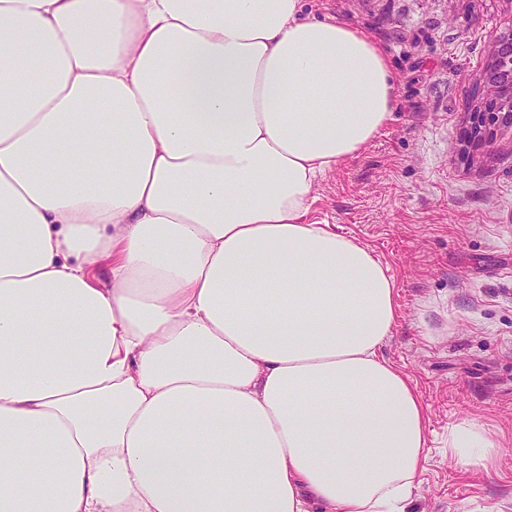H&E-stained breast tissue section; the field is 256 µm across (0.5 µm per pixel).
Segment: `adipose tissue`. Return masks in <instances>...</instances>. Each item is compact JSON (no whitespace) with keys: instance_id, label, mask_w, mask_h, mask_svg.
<instances>
[{"instance_id":"ef3b65f1","label":"adipose tissue","mask_w":512,"mask_h":512,"mask_svg":"<svg viewBox=\"0 0 512 512\" xmlns=\"http://www.w3.org/2000/svg\"><path fill=\"white\" fill-rule=\"evenodd\" d=\"M395 100L304 0H0V512H410L395 283L308 218Z\"/></svg>"}]
</instances>
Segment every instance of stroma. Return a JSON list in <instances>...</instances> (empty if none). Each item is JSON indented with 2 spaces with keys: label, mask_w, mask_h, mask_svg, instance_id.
<instances>
[{
  "label": "stroma",
  "mask_w": 512,
  "mask_h": 512,
  "mask_svg": "<svg viewBox=\"0 0 512 512\" xmlns=\"http://www.w3.org/2000/svg\"><path fill=\"white\" fill-rule=\"evenodd\" d=\"M388 54L390 119L318 182L312 220L368 246L396 284L383 348L428 407L430 464L413 512H512V132L467 146L477 82L512 34V0H306ZM502 436L494 468L448 453L465 420Z\"/></svg>",
  "instance_id": "1"
}]
</instances>
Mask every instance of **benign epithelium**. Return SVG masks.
I'll return each mask as SVG.
<instances>
[{
    "mask_svg": "<svg viewBox=\"0 0 512 512\" xmlns=\"http://www.w3.org/2000/svg\"><path fill=\"white\" fill-rule=\"evenodd\" d=\"M502 127L512 128V35L499 42L481 75L467 137L490 144Z\"/></svg>",
    "mask_w": 512,
    "mask_h": 512,
    "instance_id": "benign-epithelium-1",
    "label": "benign epithelium"
}]
</instances>
